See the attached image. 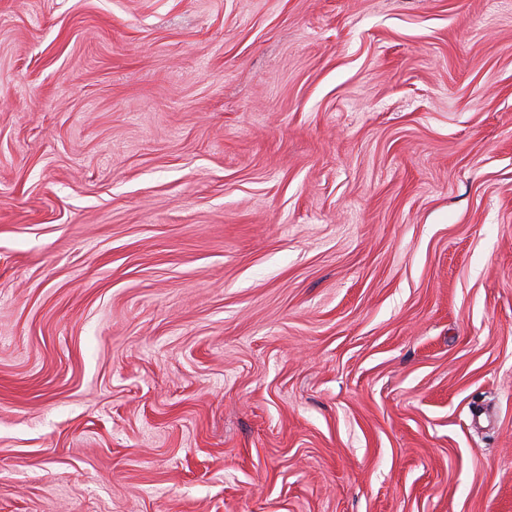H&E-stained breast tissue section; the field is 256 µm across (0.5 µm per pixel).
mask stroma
Here are the masks:
<instances>
[{
  "instance_id": "35a3bbf8",
  "label": "stroma",
  "mask_w": 512,
  "mask_h": 512,
  "mask_svg": "<svg viewBox=\"0 0 512 512\" xmlns=\"http://www.w3.org/2000/svg\"><path fill=\"white\" fill-rule=\"evenodd\" d=\"M0 512H512V0H0Z\"/></svg>"
}]
</instances>
